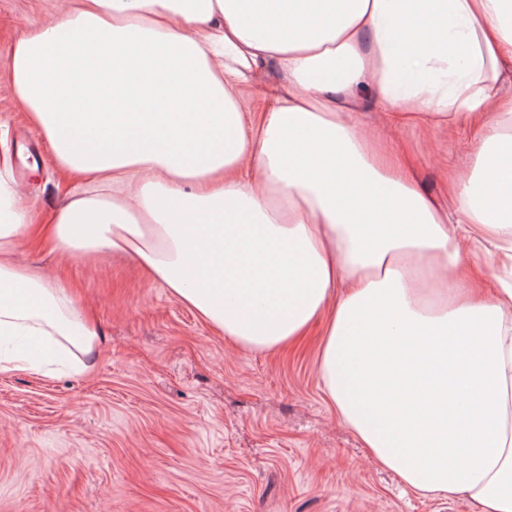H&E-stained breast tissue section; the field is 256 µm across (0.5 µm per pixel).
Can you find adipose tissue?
I'll return each instance as SVG.
<instances>
[{
	"mask_svg": "<svg viewBox=\"0 0 512 512\" xmlns=\"http://www.w3.org/2000/svg\"><path fill=\"white\" fill-rule=\"evenodd\" d=\"M512 0H74L10 53L19 106L62 169L129 200L69 197L35 224L0 175V249L132 253L236 345L324 324L323 391L412 491L512 512ZM276 79L254 91L255 76ZM468 124L450 207L362 127ZM495 248L503 278L457 245ZM0 373L91 370L72 289L0 258Z\"/></svg>",
	"mask_w": 512,
	"mask_h": 512,
	"instance_id": "adipose-tissue-1",
	"label": "adipose tissue"
}]
</instances>
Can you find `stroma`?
<instances>
[{
    "label": "stroma",
    "instance_id": "1",
    "mask_svg": "<svg viewBox=\"0 0 512 512\" xmlns=\"http://www.w3.org/2000/svg\"><path fill=\"white\" fill-rule=\"evenodd\" d=\"M71 4L0 0V138L7 175L41 220L64 193L95 186L58 166L7 65L17 39ZM400 137L424 191L472 175L470 128ZM13 259L76 288L100 353L88 375L0 373V512H476L458 493H412L370 460L322 391L320 329L291 349L250 351L131 257L21 244Z\"/></svg>",
    "mask_w": 512,
    "mask_h": 512
}]
</instances>
